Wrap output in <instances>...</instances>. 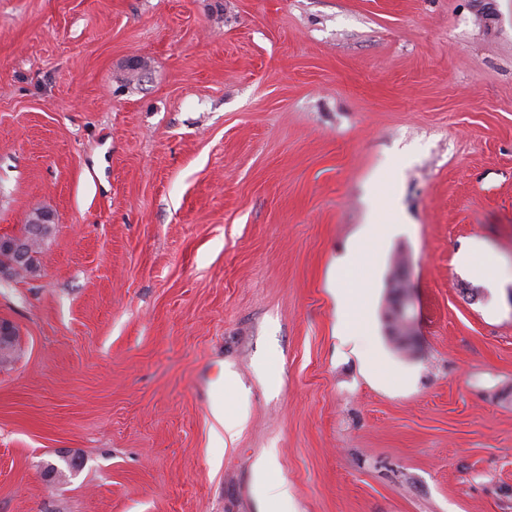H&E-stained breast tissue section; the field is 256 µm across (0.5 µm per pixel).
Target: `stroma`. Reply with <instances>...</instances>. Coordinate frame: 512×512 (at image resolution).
Segmentation results:
<instances>
[{"mask_svg":"<svg viewBox=\"0 0 512 512\" xmlns=\"http://www.w3.org/2000/svg\"><path fill=\"white\" fill-rule=\"evenodd\" d=\"M35 209L0 512H512V0H0V235ZM387 214L383 210L380 204H377L373 210L372 218L369 222V231L362 238L368 240L375 238L379 235H393L396 232V224H390ZM214 419L221 427V431L213 429L216 443L227 445L233 442L247 420V406L245 403L229 405L226 399H216L211 406Z\"/></svg>","mask_w":512,"mask_h":512,"instance_id":"stroma-1","label":"stroma"}]
</instances>
